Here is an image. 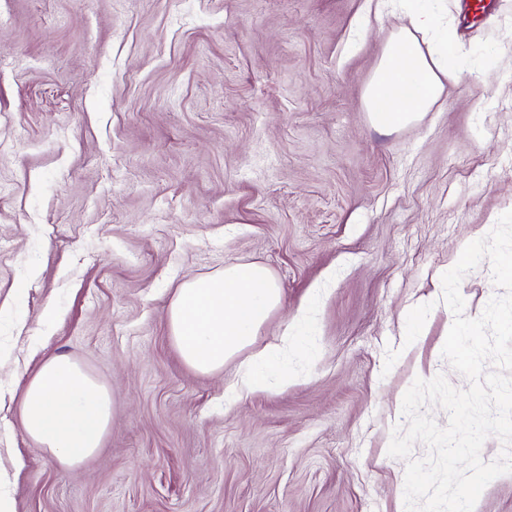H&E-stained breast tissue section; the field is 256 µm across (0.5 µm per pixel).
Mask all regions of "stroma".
Masks as SVG:
<instances>
[{
  "label": "stroma",
  "mask_w": 512,
  "mask_h": 512,
  "mask_svg": "<svg viewBox=\"0 0 512 512\" xmlns=\"http://www.w3.org/2000/svg\"><path fill=\"white\" fill-rule=\"evenodd\" d=\"M378 0H0V472L15 512H404L389 457L442 356L441 277L512 210V0L473 16L428 112L386 133L366 93L408 19ZM267 267L254 344L201 375L169 339L184 280ZM479 317L489 260L460 284ZM279 346L266 388L225 402ZM111 395L64 469L20 428L46 358Z\"/></svg>",
  "instance_id": "obj_1"
}]
</instances>
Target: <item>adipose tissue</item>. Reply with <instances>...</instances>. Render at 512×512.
<instances>
[{"label": "adipose tissue", "mask_w": 512, "mask_h": 512, "mask_svg": "<svg viewBox=\"0 0 512 512\" xmlns=\"http://www.w3.org/2000/svg\"><path fill=\"white\" fill-rule=\"evenodd\" d=\"M447 59L430 60L404 36L382 56L369 86L373 124L389 131L415 120L437 101ZM283 300L269 270L258 264L194 277L176 288L168 307L170 338L187 367L223 371L250 346ZM109 391L65 354L50 357L27 385L21 403L24 434L72 469L100 448L112 426Z\"/></svg>", "instance_id": "1"}]
</instances>
